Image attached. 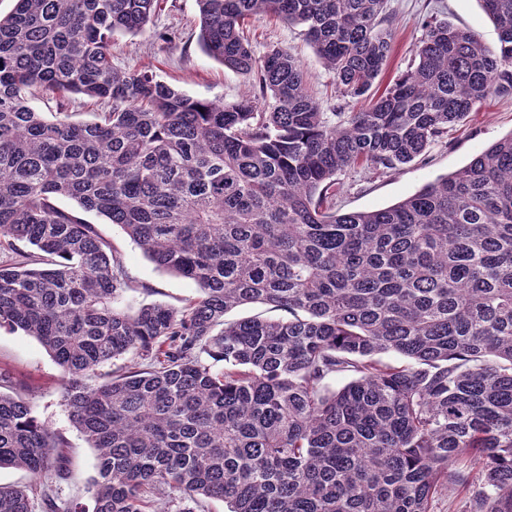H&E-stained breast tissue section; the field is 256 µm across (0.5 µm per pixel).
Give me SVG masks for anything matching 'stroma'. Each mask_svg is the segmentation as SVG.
I'll use <instances>...</instances> for the list:
<instances>
[{
	"instance_id": "1",
	"label": "stroma",
	"mask_w": 512,
	"mask_h": 512,
	"mask_svg": "<svg viewBox=\"0 0 512 512\" xmlns=\"http://www.w3.org/2000/svg\"><path fill=\"white\" fill-rule=\"evenodd\" d=\"M393 18L392 52L377 87L393 83L409 67L422 35L423 21L437 18L475 32L490 51L498 49V33L480 0H388ZM197 0H163L160 10L137 33L112 39V62L127 70H150L180 91L200 98L237 101L250 88L248 76L225 68L198 45ZM246 33L256 53L271 47L291 49L299 59L308 86L327 112H356L359 101H347L336 87L333 73L316 55L301 27L275 17L255 18ZM512 134V96L488 100L448 132L447 139L433 144L425 162H414L396 175L373 174L362 168L339 176L336 208L342 212L369 211L391 206L439 177L455 173L476 155L502 137ZM85 220L121 254L136 284L122 304L129 309L160 303L181 306L196 293L190 280L159 268L150 261L123 230L98 213ZM0 372L8 374L23 389L34 413L69 443L72 478L62 486L63 497L86 496L87 482L96 474V454L72 426L61 397L62 370L36 337L22 331L0 328Z\"/></svg>"
}]
</instances>
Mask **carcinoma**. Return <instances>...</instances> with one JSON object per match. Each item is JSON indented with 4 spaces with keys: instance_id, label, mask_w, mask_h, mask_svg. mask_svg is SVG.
I'll return each mask as SVG.
<instances>
[{
    "instance_id": "carcinoma-1",
    "label": "carcinoma",
    "mask_w": 512,
    "mask_h": 512,
    "mask_svg": "<svg viewBox=\"0 0 512 512\" xmlns=\"http://www.w3.org/2000/svg\"><path fill=\"white\" fill-rule=\"evenodd\" d=\"M386 2L197 0L202 50L252 78L233 103L112 65V36L161 0H17L0 16V327L53 357L97 450L88 501L62 499L67 441L0 373V467L42 480L0 485V512H435L460 486L464 512H512V134L388 208L336 211L345 169L396 172L512 95V0H480L498 52L427 20L377 94ZM260 15L302 26L368 105L324 112L290 50L255 53ZM37 90L108 110L47 118ZM62 198L197 294L122 307L121 255ZM252 303L285 316L224 320Z\"/></svg>"
}]
</instances>
